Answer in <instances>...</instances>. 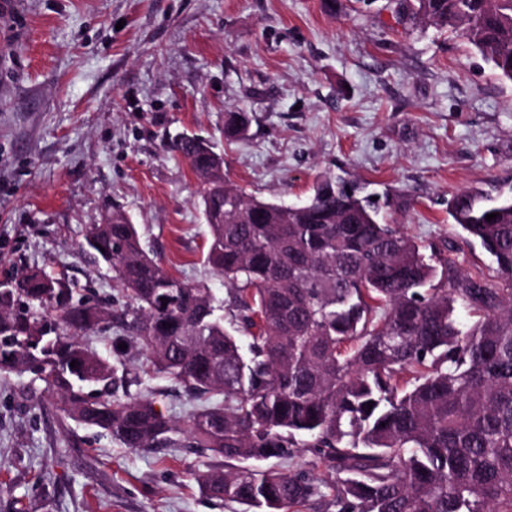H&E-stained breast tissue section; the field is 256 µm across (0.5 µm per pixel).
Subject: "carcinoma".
Returning a JSON list of instances; mask_svg holds the SVG:
<instances>
[{"label": "carcinoma", "instance_id": "cac0c4a2", "mask_svg": "<svg viewBox=\"0 0 512 512\" xmlns=\"http://www.w3.org/2000/svg\"><path fill=\"white\" fill-rule=\"evenodd\" d=\"M402 6L512 81V0ZM247 128L233 113L224 138ZM170 150L204 185L206 262L227 297L171 274L114 210L81 244L115 272L111 307L39 270L1 282L0 372L32 374L68 417L126 448L180 445L171 419L131 393L140 378L80 341L106 323L113 357L124 343L144 353L141 373L223 396L185 425L188 446L224 458L197 476L212 499L253 512L325 500L335 512H512V188L448 199L495 265L488 279L425 254L380 218V200L341 181L300 204L267 202L227 183L222 155L197 137H173ZM301 445L335 480L244 465Z\"/></svg>", "mask_w": 512, "mask_h": 512}]
</instances>
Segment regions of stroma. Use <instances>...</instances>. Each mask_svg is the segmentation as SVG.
Segmentation results:
<instances>
[{"label":"stroma","instance_id":"1","mask_svg":"<svg viewBox=\"0 0 512 512\" xmlns=\"http://www.w3.org/2000/svg\"><path fill=\"white\" fill-rule=\"evenodd\" d=\"M0 0V281L38 269L110 299L85 227L123 209L164 267L204 264L203 186L167 149L188 132L231 185L299 203L340 177L388 193L385 222L469 274L496 276L448 216L457 192L512 184V81L397 0ZM248 113L224 139V114ZM138 395L185 425L201 402L146 376ZM201 448L134 451L64 417L44 383L0 373V512H244L202 493Z\"/></svg>","mask_w":512,"mask_h":512}]
</instances>
